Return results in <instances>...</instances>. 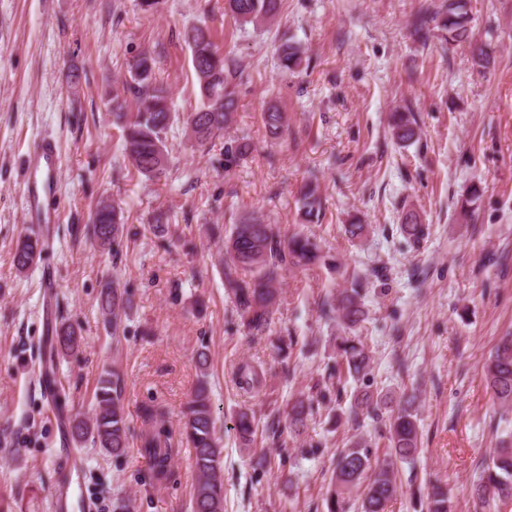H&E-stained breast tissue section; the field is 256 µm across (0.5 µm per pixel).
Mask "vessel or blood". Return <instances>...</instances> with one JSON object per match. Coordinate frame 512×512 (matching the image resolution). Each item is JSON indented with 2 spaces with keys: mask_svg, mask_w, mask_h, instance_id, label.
Returning a JSON list of instances; mask_svg holds the SVG:
<instances>
[{
  "mask_svg": "<svg viewBox=\"0 0 512 512\" xmlns=\"http://www.w3.org/2000/svg\"><path fill=\"white\" fill-rule=\"evenodd\" d=\"M29 177L24 188V216L31 224H52L56 213L45 204L54 190L53 179L59 158L55 144L41 140L33 142L27 154Z\"/></svg>",
  "mask_w": 512,
  "mask_h": 512,
  "instance_id": "b4317fda",
  "label": "vessel or blood"
}]
</instances>
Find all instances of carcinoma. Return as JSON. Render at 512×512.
Wrapping results in <instances>:
<instances>
[{"label":"carcinoma","mask_w":512,"mask_h":512,"mask_svg":"<svg viewBox=\"0 0 512 512\" xmlns=\"http://www.w3.org/2000/svg\"><path fill=\"white\" fill-rule=\"evenodd\" d=\"M283 0H224V12L241 24L267 23L276 18ZM471 16L467 0H448V8L440 26L448 39L460 40L467 36ZM185 42L191 50L194 73L200 86L201 105L182 117L171 111L166 91L158 83L152 57L143 53L130 69L127 91L138 102L133 113L123 112V104L114 103L116 118L122 123L123 152L131 166L147 179L165 173L169 154L165 135L174 123L182 120L197 147L205 149L231 127L237 112L236 80L242 70L234 59L219 53L209 30L193 26L185 32ZM278 67L284 72L301 67L303 52L293 43H284L278 51ZM287 113L271 104L263 112L267 132L278 138L287 126ZM391 131L400 144L414 141L416 120L409 112L392 114ZM251 145L243 135L224 143V168L247 156ZM301 215L312 223L320 219L322 198L317 181L306 184L299 198ZM402 232L414 242L427 234V227L416 215L406 212ZM208 232L213 238H224V256L218 261L224 277V292L231 300L233 313L250 336H262L270 331L273 315L280 302L277 288L282 274L290 268L314 264L323 258L316 239L303 233L288 238L281 235L274 224L252 214L243 215L232 225L229 235L224 227L211 224ZM90 238L102 248L119 253L124 235L122 213L112 204H100L92 216L88 229ZM47 246V239L39 233H25L18 237L13 262L18 270L29 269ZM363 282L354 280L351 287L339 296L322 303V312L335 321L336 360L326 366L324 380L307 393H299L288 401V426L281 418L268 419L262 431L280 439L284 432L298 434L312 414L314 403L323 402L329 390L327 382L351 378L362 381L373 368V357L364 344L353 336L365 320ZM131 300L121 291L118 282H108L100 292L99 311L103 320L118 330L122 317L130 308ZM81 339L74 328L61 323L51 328L50 336L40 348L39 383L44 396L62 406L65 393L58 386L56 370L60 357L77 350ZM200 378L191 392L183 412L182 432L193 448L195 481L190 492L191 512H224V446L216 435V419L208 388V356L205 349L197 352ZM482 371L494 397L504 411L512 409V335L501 337L484 362ZM235 379L241 388L258 390L264 385V370L260 366L241 363L236 367ZM124 377L114 368L99 378L94 393L92 413L85 416L74 413L63 422L72 443L80 446L91 441L109 455L122 456L129 448L131 429L124 411ZM387 396L367 388L356 390L349 401V417L353 421L370 418L383 425L387 451L380 459L364 439H359L339 453L333 461L329 490L324 498L326 512H347L346 494L364 487L358 499V512H385L397 491V464L413 463L420 453V432L417 423L415 397L398 403L397 410L383 416ZM146 427L140 434V453L147 460L157 480L167 477L168 467L176 448L170 430L166 427L164 410L150 405L143 410ZM234 430L240 441L248 446L255 442L257 423L246 410L237 413ZM475 493L479 501L490 497L502 504L512 501V439L501 441V447L482 465ZM426 512H451L448 490L433 485L426 493Z\"/></svg>","instance_id":"carcinoma-1"}]
</instances>
